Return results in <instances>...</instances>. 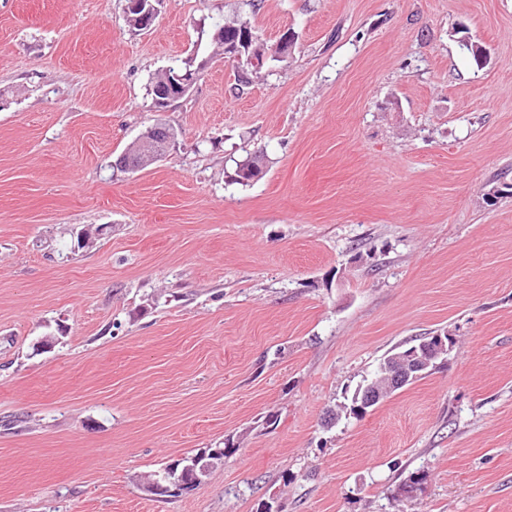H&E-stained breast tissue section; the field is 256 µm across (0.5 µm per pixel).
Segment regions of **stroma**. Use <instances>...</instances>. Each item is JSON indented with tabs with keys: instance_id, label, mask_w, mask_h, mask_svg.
Wrapping results in <instances>:
<instances>
[{
	"instance_id": "stroma-1",
	"label": "stroma",
	"mask_w": 512,
	"mask_h": 512,
	"mask_svg": "<svg viewBox=\"0 0 512 512\" xmlns=\"http://www.w3.org/2000/svg\"><path fill=\"white\" fill-rule=\"evenodd\" d=\"M125 4L0 0V512H512V0H162L143 31ZM237 19L296 35L242 87L209 39ZM159 121L167 155L116 167ZM436 334L425 378L323 426ZM215 462L206 453L192 457L181 469V465L175 470L164 468L154 474L155 478L147 484L148 490L155 496H168L179 493L185 487H193L201 484L214 470Z\"/></svg>"
}]
</instances>
